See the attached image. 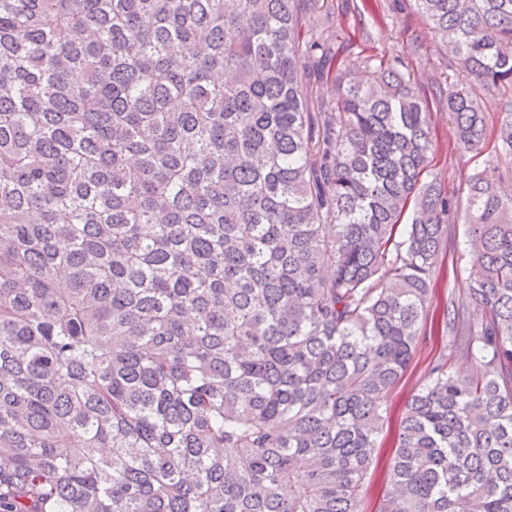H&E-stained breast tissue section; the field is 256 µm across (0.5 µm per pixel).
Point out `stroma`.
Wrapping results in <instances>:
<instances>
[{"label": "stroma", "mask_w": 512, "mask_h": 512, "mask_svg": "<svg viewBox=\"0 0 512 512\" xmlns=\"http://www.w3.org/2000/svg\"><path fill=\"white\" fill-rule=\"evenodd\" d=\"M356 6V0H333L330 13L309 14L306 26L320 30L330 23L342 29L347 37L343 50L347 57L401 58L424 95H431L436 85L463 82V74L449 67L445 53L437 48L432 29L414 10L411 0H376L373 9L364 13L358 12ZM431 132L434 148L431 173L455 206H464L466 181L481 166L482 160L474 153L456 149L446 105L433 104ZM468 264L463 225L460 220H451L447 245L442 253L446 274L438 284L436 307H443L452 298H466ZM432 331L428 343L419 348L406 376L391 396L393 413H400L411 391L424 381L429 365L446 343L441 315H434Z\"/></svg>", "instance_id": "35a3bbf8"}]
</instances>
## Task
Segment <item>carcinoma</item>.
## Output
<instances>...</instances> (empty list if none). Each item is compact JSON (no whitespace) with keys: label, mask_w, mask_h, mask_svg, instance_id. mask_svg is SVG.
I'll return each mask as SVG.
<instances>
[{"label":"carcinoma","mask_w":512,"mask_h":512,"mask_svg":"<svg viewBox=\"0 0 512 512\" xmlns=\"http://www.w3.org/2000/svg\"><path fill=\"white\" fill-rule=\"evenodd\" d=\"M413 2L512 89V0ZM322 10L0 0V512H365L450 203L430 100L306 29ZM437 91L486 156L444 313L475 373L434 359L375 512H512V109L489 145L469 87Z\"/></svg>","instance_id":"carcinoma-1"}]
</instances>
